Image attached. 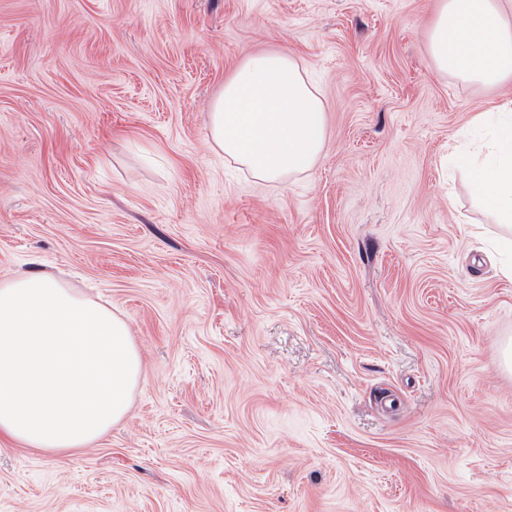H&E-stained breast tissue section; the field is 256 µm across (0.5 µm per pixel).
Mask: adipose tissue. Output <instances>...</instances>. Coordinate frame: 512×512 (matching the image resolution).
<instances>
[{
  "label": "adipose tissue",
  "mask_w": 512,
  "mask_h": 512,
  "mask_svg": "<svg viewBox=\"0 0 512 512\" xmlns=\"http://www.w3.org/2000/svg\"><path fill=\"white\" fill-rule=\"evenodd\" d=\"M425 48L440 73L512 84V0H438ZM480 122L487 150L468 162L473 194L512 223V99ZM209 135L253 177L282 184L310 171L326 140L321 93L285 53L248 56L209 112ZM143 359L126 318L55 275L0 279V443L54 453L86 448L122 422Z\"/></svg>",
  "instance_id": "1"
}]
</instances>
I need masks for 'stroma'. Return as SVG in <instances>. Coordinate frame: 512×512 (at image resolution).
I'll list each match as a JSON object with an SVG mask.
<instances>
[{
	"instance_id": "obj_1",
	"label": "stroma",
	"mask_w": 512,
	"mask_h": 512,
	"mask_svg": "<svg viewBox=\"0 0 512 512\" xmlns=\"http://www.w3.org/2000/svg\"><path fill=\"white\" fill-rule=\"evenodd\" d=\"M437 0H0V278L123 314L143 378L88 448H0V512H512V276L449 154L500 91L435 72ZM283 51L309 172L216 151ZM209 135L253 177L284 184L318 161L326 140L325 103L288 53L250 55L211 104Z\"/></svg>"
}]
</instances>
